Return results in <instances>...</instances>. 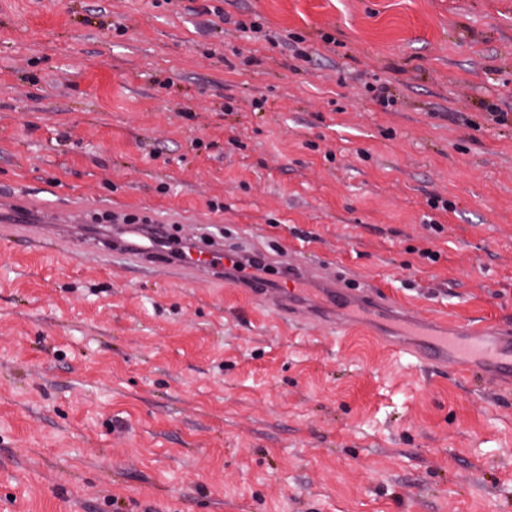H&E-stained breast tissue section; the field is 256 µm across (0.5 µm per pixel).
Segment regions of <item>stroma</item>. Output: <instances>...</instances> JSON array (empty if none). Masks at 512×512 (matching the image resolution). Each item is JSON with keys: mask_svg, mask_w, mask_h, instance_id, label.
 Here are the masks:
<instances>
[{"mask_svg": "<svg viewBox=\"0 0 512 512\" xmlns=\"http://www.w3.org/2000/svg\"><path fill=\"white\" fill-rule=\"evenodd\" d=\"M213 4L0 0V195L512 324V123L485 109L512 113V0ZM112 231L0 241V512H512V388L96 252Z\"/></svg>", "mask_w": 512, "mask_h": 512, "instance_id": "1", "label": "stroma"}]
</instances>
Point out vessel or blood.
<instances>
[{
	"label": "vessel or blood",
	"instance_id": "vessel-or-blood-1",
	"mask_svg": "<svg viewBox=\"0 0 512 512\" xmlns=\"http://www.w3.org/2000/svg\"><path fill=\"white\" fill-rule=\"evenodd\" d=\"M83 223L84 210L79 206L38 215L23 207L18 200L0 198V224L11 236L22 231L38 243L62 240L74 247L81 243ZM98 245L104 251L126 258L133 265L152 264L160 260L159 254L149 248L127 241L116 245L108 236L100 238ZM176 265L199 280L220 279L244 287L250 296L260 298L273 316L302 315L340 331L351 324L352 317L345 301L347 280L343 275L293 264L289 267L293 290L269 288L263 281L245 277L235 270L232 262L225 258L222 248L215 245L197 247L188 257L177 260ZM317 279L327 281L332 286V303L329 306L311 305L297 293L299 287ZM358 303L372 312L382 308L396 312L405 330L387 336L386 341L394 351L409 356L416 363L438 368L452 362L462 371L494 385L512 384V326L503 328L479 322L459 324L452 321L448 324L447 333H430L421 339L417 336L420 324L415 321L413 313L397 306L379 287L369 286L362 290Z\"/></svg>",
	"mask_w": 512,
	"mask_h": 512
}]
</instances>
